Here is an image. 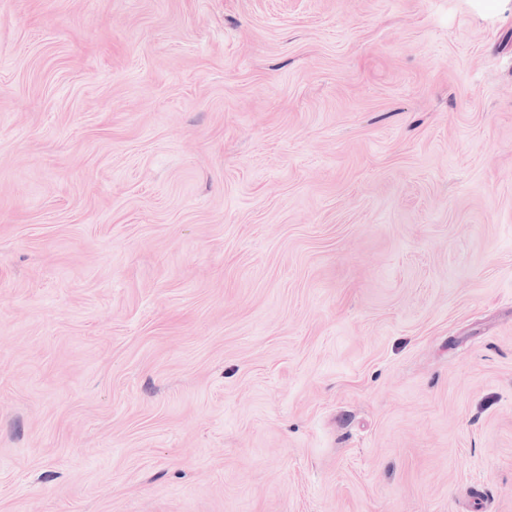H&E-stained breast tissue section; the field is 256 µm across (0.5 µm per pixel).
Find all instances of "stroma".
Returning a JSON list of instances; mask_svg holds the SVG:
<instances>
[{
  "label": "stroma",
  "mask_w": 512,
  "mask_h": 512,
  "mask_svg": "<svg viewBox=\"0 0 512 512\" xmlns=\"http://www.w3.org/2000/svg\"><path fill=\"white\" fill-rule=\"evenodd\" d=\"M512 512V0H0V512Z\"/></svg>",
  "instance_id": "stroma-1"
}]
</instances>
